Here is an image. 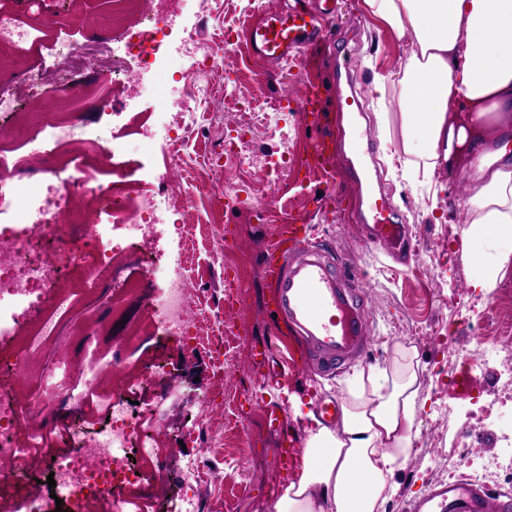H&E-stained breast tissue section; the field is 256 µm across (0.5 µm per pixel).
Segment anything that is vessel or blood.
<instances>
[{
	"mask_svg": "<svg viewBox=\"0 0 512 512\" xmlns=\"http://www.w3.org/2000/svg\"><path fill=\"white\" fill-rule=\"evenodd\" d=\"M328 13V8L311 7L307 0L277 7L247 24V45L254 55L274 64L297 61L301 52L323 40L320 19ZM325 63L336 72V113L362 111L361 91L340 51L329 49ZM298 104L308 115L319 116L325 105L321 86L302 83ZM334 156V141L320 137L309 147L304 165L331 177L338 171ZM336 216L353 221L363 242L380 247L393 259H401L410 248L408 227L388 202L340 207ZM274 247L285 250L286 255L279 263L264 259L261 274L275 285L272 311L292 329L291 344L299 352L302 367L329 375L361 357L370 339L368 310L335 251L319 242L310 225L295 216L280 226ZM251 358L257 393L266 402L268 429L278 442L275 465L287 472L298 463V450L293 434L281 420L282 407L275 392L288 383L289 375L277 369L267 348L253 350ZM411 512H512V494H493L460 479L431 492Z\"/></svg>",
	"mask_w": 512,
	"mask_h": 512,
	"instance_id": "b4317fda",
	"label": "vessel or blood"
}]
</instances>
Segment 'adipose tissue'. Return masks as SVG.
I'll list each match as a JSON object with an SVG mask.
<instances>
[{
    "mask_svg": "<svg viewBox=\"0 0 512 512\" xmlns=\"http://www.w3.org/2000/svg\"><path fill=\"white\" fill-rule=\"evenodd\" d=\"M410 50L400 64L402 138L411 170L460 161L467 186L461 261L472 287H494L503 262L474 244L512 240V0H363ZM391 368L346 382L342 423H315L275 512H383L407 463L420 409L419 363L397 347Z\"/></svg>",
    "mask_w": 512,
    "mask_h": 512,
    "instance_id": "adipose-tissue-1",
    "label": "adipose tissue"
}]
</instances>
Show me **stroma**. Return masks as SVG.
Wrapping results in <instances>:
<instances>
[{
    "label": "stroma",
    "mask_w": 512,
    "mask_h": 512,
    "mask_svg": "<svg viewBox=\"0 0 512 512\" xmlns=\"http://www.w3.org/2000/svg\"><path fill=\"white\" fill-rule=\"evenodd\" d=\"M336 10L325 20L330 35L346 30L361 31L358 43L350 45L347 64L358 86L367 95L363 114L355 116L351 132H368L374 148L375 170L370 179L374 190L385 194L403 216L412 233L413 256L408 264L394 263L382 250L364 245L355 227L333 218L337 199L354 201L362 189L347 175L345 157H338L335 184L305 181L301 160L321 127L302 119L299 112L275 113V106L294 97L300 83L316 78L334 89V76L311 55L292 64L276 65L253 57L246 46L244 28L257 19L252 0H182L178 6L176 33L164 54L181 49V29L200 25L206 40L226 41L224 67L209 73L212 98L196 103L201 120L182 143L158 140L146 151L139 145L141 132L156 121L150 95L124 93L121 86L106 81L102 72L84 69L71 79L84 91L107 90V113L93 107L82 111L87 131L116 138L125 147L126 180L145 184L160 199L183 211L197 239L190 253L187 275L190 292L187 308L208 318L205 339L188 344L182 336L165 330L155 314L154 300L160 281L145 277L140 269L126 267L127 285L108 292L113 314L108 318L89 314L73 320L67 331L71 354L52 373L31 365L29 377L17 386L21 396L34 388L53 392L68 384L70 371L79 365L94 369L105 354L120 352L123 377L140 380L147 368L160 365L173 379L145 389L130 410L139 414L154 409L148 425L153 454L139 458L141 481L124 487L127 500L145 503L149 512H183L184 478L188 464L197 467L195 494L200 512H273L272 503L282 485L273 469L277 442L263 421V402H253L247 415L238 404L256 384L250 349L271 342L274 355L288 360V329L273 326L267 304L273 290L258 266L264 245L275 236L287 218L284 201L300 195L299 212L305 214L318 238L332 244L358 278L370 313V346L354 366L323 376L296 370L290 384L285 417L298 441H306L305 419L314 399L343 400L342 385L354 370L370 366L388 368L397 346L411 349L419 361L420 398L425 406L416 418L418 436L407 465L396 474L395 494L386 512H410L411 507L437 487L447 484L448 450L456 443L454 423L443 416L448 404L460 412L473 408L470 395L448 398V372L458 360V350L478 349L485 341L482 327L485 308L512 295V258L505 276L491 288H474L472 270L458 258L466 214L463 208L464 178L460 167L438 169L426 177L404 179L399 88L390 77L409 48L376 19L369 16L362 0H335ZM68 12L89 17L90 25L68 31L57 16L58 0H44L39 14H31L27 0H10L12 14L44 32L47 38L70 37L77 42L108 41L112 32L92 20L109 9L108 0H68ZM386 76L384 89H376L377 76ZM250 101L253 107L272 115L256 123L248 112L224 109L225 94ZM233 125L247 131L250 166L239 168L224 157V130ZM181 157L179 168L167 172L166 157ZM288 156L289 162L275 176H265L267 159ZM223 186L231 191L250 186L249 205L226 211L211 194ZM229 226L233 241L220 247L213 239L215 228ZM236 270L242 286L232 313L224 311V271ZM507 419L485 420L474 441L476 452L498 455L512 462V432Z\"/></svg>",
    "instance_id": "1"
}]
</instances>
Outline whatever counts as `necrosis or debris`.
Returning <instances> with one entry per match:
<instances>
[{"mask_svg":"<svg viewBox=\"0 0 512 512\" xmlns=\"http://www.w3.org/2000/svg\"><path fill=\"white\" fill-rule=\"evenodd\" d=\"M166 0H112V41L74 43L60 40L51 49V65L29 68L17 88H0V211L14 207L13 222L0 224V322L13 316L15 305L25 312L42 311L43 317L9 362V375L23 372L30 359L52 363L53 352L43 337L63 334L71 310L59 287L76 257L64 249L69 239L81 242L95 257L85 274L86 288L99 287L105 279H119L115 264L122 257L153 274L144 254L151 247L153 229L161 209L157 196L119 179L121 146L107 137L85 135L75 103L84 101L83 90L68 79L78 66L96 67L118 83L138 86L155 80L152 59L173 23ZM224 62V46L209 43L203 55L186 52L175 59L186 86L180 98L160 95L157 107L176 111L180 121L174 141H181L197 124L194 101L209 98L212 87L204 73ZM115 173V180L100 182L92 171ZM24 171L36 177L28 189L15 178ZM184 260H177L166 290L157 298L158 318L165 327L181 330L187 340H196L199 326L186 308L188 280ZM117 360L101 361L95 374L108 377L110 388L88 381L82 367L71 370L69 384L55 397L35 395L24 402L0 396V462L13 471L28 474L40 469L52 473L56 497L46 500L35 494L32 512H88L110 487L137 482L138 466L127 450L145 455L153 450L143 435L145 418L132 414L128 399L134 384L117 378ZM96 400L106 423L74 452L56 449L59 437L74 438L80 422L69 423L65 434L36 424L38 412L51 413L64 402L84 406ZM467 473L470 482L495 489L502 476L497 457L471 458L449 454L448 476Z\"/></svg>","mask_w":512,"mask_h":512,"instance_id":"4bbe7bcc","label":"necrosis or debris"}]
</instances>
